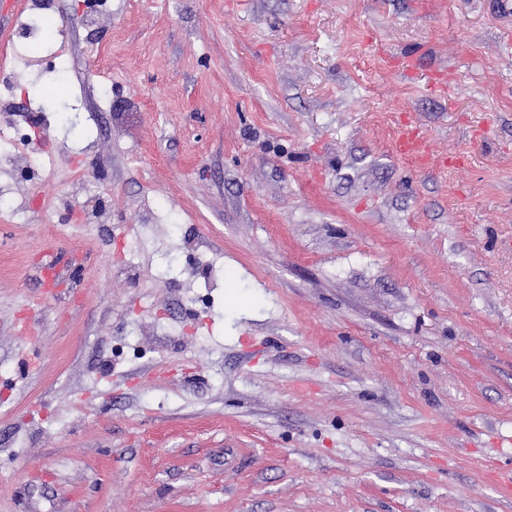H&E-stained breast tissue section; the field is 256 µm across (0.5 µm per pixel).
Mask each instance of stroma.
Instances as JSON below:
<instances>
[{"instance_id": "1", "label": "stroma", "mask_w": 512, "mask_h": 512, "mask_svg": "<svg viewBox=\"0 0 512 512\" xmlns=\"http://www.w3.org/2000/svg\"><path fill=\"white\" fill-rule=\"evenodd\" d=\"M27 2L0 512H512V0ZM396 152L404 157L418 160L421 165H426L434 156L431 146L412 126L402 127L395 142ZM2 135L12 138L15 143L14 152L7 156L5 162L12 167H28L35 154L32 142L23 137H12L7 130H2Z\"/></svg>"}]
</instances>
